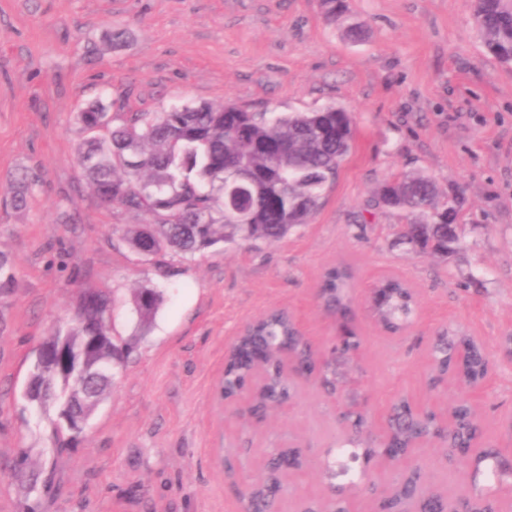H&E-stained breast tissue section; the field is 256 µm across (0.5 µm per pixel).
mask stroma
Masks as SVG:
<instances>
[{
    "mask_svg": "<svg viewBox=\"0 0 512 512\" xmlns=\"http://www.w3.org/2000/svg\"><path fill=\"white\" fill-rule=\"evenodd\" d=\"M474 8L345 0L331 21L320 0H0V253L16 274L0 295V512H241L244 481L261 476L255 449L297 446L309 464L281 503L296 512L329 494L318 465L356 434L344 411L363 414L356 435L373 447L392 400H458L455 385L428 386L431 344L449 325L495 362L476 411L487 444L512 452V360L498 351L512 334V63L486 48ZM111 29L126 41L99 51ZM94 101L118 121L186 104L333 105L352 114L355 136L318 209L287 238L170 254L159 267L120 234L141 216L101 204L77 164L76 116ZM23 169L36 183L17 211L9 197ZM410 171L464 198L448 255L402 243L407 217L378 202L386 179ZM336 265L353 272L345 315L318 295ZM387 276L407 280L417 303L398 335L368 308V289ZM143 287L164 297L145 329L130 313ZM97 289L119 301L114 325L129 355L78 446L56 455L22 392L39 345L67 328L79 293ZM272 309L294 316L316 351L345 325L361 347L334 360L335 390L310 376L286 407L247 424L221 399L219 377L243 326ZM21 450L50 472L47 491L27 494L16 478ZM412 462L449 495L473 486L470 465L442 464L435 443Z\"/></svg>",
    "mask_w": 512,
    "mask_h": 512,
    "instance_id": "35a3bbf8",
    "label": "stroma"
}]
</instances>
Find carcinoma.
I'll list each match as a JSON object with an SVG mask.
<instances>
[{"label":"carcinoma","mask_w":512,"mask_h":512,"mask_svg":"<svg viewBox=\"0 0 512 512\" xmlns=\"http://www.w3.org/2000/svg\"><path fill=\"white\" fill-rule=\"evenodd\" d=\"M474 20L487 49L512 62V0H476ZM77 122L86 133L78 144L77 161L93 194L105 204L120 203L144 216L143 223L126 226L124 236L134 252L154 264L169 253L192 257L220 244L286 238L318 209L321 191L336 177L355 132L351 115L334 106L279 113L252 112L233 104L183 105L164 112H130L114 127L107 106L94 101L78 112ZM34 184L26 172L15 178L13 209L27 208ZM378 194L384 206L411 217L404 240L413 247L431 245L433 252L446 254L458 242L450 225L462 199L454 194L439 200L431 178L401 173L384 181ZM350 281L346 267L325 272L319 296L327 308L347 311ZM14 284L13 265L0 254V292ZM379 287L377 321L390 331L406 329L414 313L411 288L393 276L383 278ZM162 301L163 294L155 288L134 293L140 324L149 322ZM65 336L68 345L82 351L83 368L62 382L47 378L51 387L39 393L56 454L75 447L82 435V429L67 426L61 416L76 423L86 416V397L101 402L112 381L94 377L95 367L125 358L128 349L127 341L112 335V316L98 318L79 307ZM455 341L445 333L433 346L437 369L451 362ZM285 347L298 365L315 370L311 347L286 312L272 311L252 322L227 353L224 395L240 392L242 383L262 367L266 384L254 393V409L261 412L282 403L291 385L280 365ZM481 367V354L476 353L458 370V381L476 380ZM452 418L464 433L474 415L460 403ZM413 431L398 418L390 423L387 444L399 448ZM266 453V473L248 491L253 499L267 498L270 489L283 486L279 450L269 448Z\"/></svg>","instance_id":"carcinoma-1"}]
</instances>
